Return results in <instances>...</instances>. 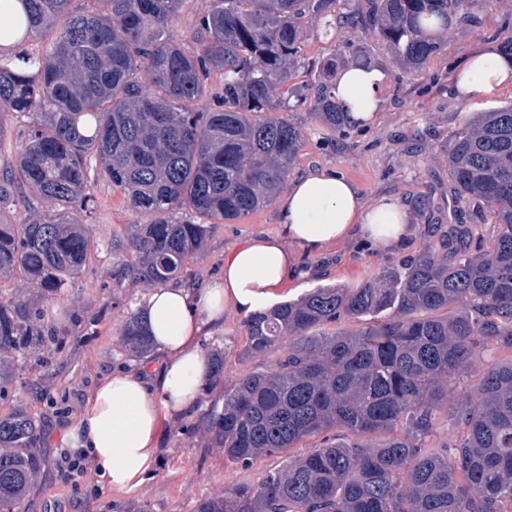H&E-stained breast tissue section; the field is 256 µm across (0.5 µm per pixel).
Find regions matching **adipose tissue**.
I'll return each mask as SVG.
<instances>
[{
  "mask_svg": "<svg viewBox=\"0 0 512 512\" xmlns=\"http://www.w3.org/2000/svg\"><path fill=\"white\" fill-rule=\"evenodd\" d=\"M384 73L352 65L333 94L354 121L370 122L381 106ZM512 82V58L493 49L470 55L453 89L472 101ZM409 211L392 197L366 201L342 175L313 171L292 181L279 208L281 231L238 243L224 256L221 280L200 288L159 287L141 312L159 364L118 370L103 380L69 427L71 447L117 493L140 487L159 462L162 423L183 417L199 402L209 364L202 331L224 327V315L249 316L278 303L296 277L298 255L317 256L359 233L387 251L411 234Z\"/></svg>",
  "mask_w": 512,
  "mask_h": 512,
  "instance_id": "ef3b65f1",
  "label": "adipose tissue"
}]
</instances>
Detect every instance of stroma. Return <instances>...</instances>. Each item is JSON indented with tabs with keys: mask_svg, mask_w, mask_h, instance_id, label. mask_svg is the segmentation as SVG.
<instances>
[{
	"mask_svg": "<svg viewBox=\"0 0 512 512\" xmlns=\"http://www.w3.org/2000/svg\"><path fill=\"white\" fill-rule=\"evenodd\" d=\"M511 17L512 0H497L480 24L452 28L443 48L414 77L403 74L381 44L370 41L368 62L386 76L381 88L383 104L372 122L354 126L344 139L316 120L310 104L275 92L277 110L287 113L305 135L291 177L316 170L340 173L361 189L366 201L399 198L414 224L408 243L396 252L355 235L306 259L310 273L289 285V299H299L318 286L350 288L398 267L428 243V223L449 224L453 203L444 145L463 119L512 103V85L491 96L465 101L453 93L452 84L473 50L495 48L512 39V26L507 23ZM303 28L307 64L296 71L292 80L296 86L308 82L313 66L330 57L337 45H344L345 57L353 55L348 47L354 38L351 30L327 27L318 18L305 19ZM89 191L95 206L81 218L92 242L83 273L55 293L20 278L0 281L1 300L21 299L43 307L49 325L56 330L40 345L14 355L5 376L0 377V415L21 406L39 425L36 446L30 451L36 471L19 512H196L202 501L223 497L226 489L245 481L261 483L269 472L287 465L289 457L310 453L317 444L313 438L303 440L289 454L264 456L244 468L226 462L223 449L214 447L208 420L212 408L222 406L225 388L246 371L270 369L287 350L282 343L266 354L243 359L246 318L229 313L222 331L206 332L199 338L207 356L223 355V367L208 379L190 414L163 425L161 461L142 487L115 494L91 475L75 482L59 468L60 453L66 448L62 431L74 422L99 382L119 368L154 359L150 353L132 356L121 340L126 320L153 288L147 281L124 279L119 272L122 263L135 259L129 235L144 217L98 170L89 172ZM422 199L431 202L426 217L418 208ZM278 230L279 204L275 201L240 219L216 222L203 247L175 278V285L191 288L217 280L224 271V254L231 247Z\"/></svg>",
	"mask_w": 512,
	"mask_h": 512,
	"instance_id": "stroma-1",
	"label": "stroma"
}]
</instances>
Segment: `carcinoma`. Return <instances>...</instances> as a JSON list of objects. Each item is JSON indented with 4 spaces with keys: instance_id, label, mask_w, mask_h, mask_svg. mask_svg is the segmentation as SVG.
Segmentation results:
<instances>
[{
    "instance_id": "cac0c4a2",
    "label": "carcinoma",
    "mask_w": 512,
    "mask_h": 512,
    "mask_svg": "<svg viewBox=\"0 0 512 512\" xmlns=\"http://www.w3.org/2000/svg\"><path fill=\"white\" fill-rule=\"evenodd\" d=\"M94 12L70 0H20L24 24L0 23L14 45L42 37L36 51L0 57V111L27 125L15 158L0 165V211L32 193L54 214L0 224V274L53 292L85 269L91 240L79 216L91 212L88 169L147 215L131 239V281L178 276L209 235L213 218L234 220L274 199L303 145L302 129L275 111L272 91L303 64V19L382 43L414 74L441 50L454 25L473 23L493 0H211L197 15L188 51L169 23L185 0H97ZM344 61L318 66L297 100L341 137L348 113L332 92ZM224 75L213 108L211 73ZM450 194L458 223L431 233L398 269L354 288L322 286L247 321L243 357L288 338L269 371H247L224 389L210 432L224 459L244 467L323 436L320 446L241 483L198 512H512V360L471 381L457 412L459 431L436 446L452 386L489 345L512 348V104L478 113L448 142ZM486 207L494 233L474 240ZM189 210L198 221L172 219ZM393 311L387 318L380 315ZM372 318L356 330H319ZM54 335L43 309L0 301V356ZM122 342L134 356L151 349L132 314ZM38 424L17 408L0 416V512H16L34 469L23 453Z\"/></svg>"
}]
</instances>
